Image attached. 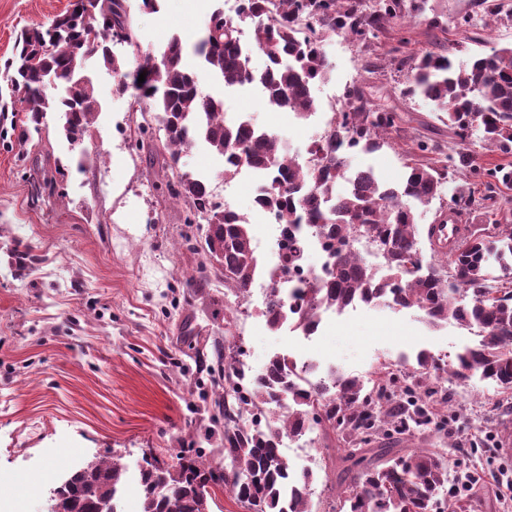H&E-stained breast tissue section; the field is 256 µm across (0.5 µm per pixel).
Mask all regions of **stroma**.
Segmentation results:
<instances>
[{
    "mask_svg": "<svg viewBox=\"0 0 512 512\" xmlns=\"http://www.w3.org/2000/svg\"><path fill=\"white\" fill-rule=\"evenodd\" d=\"M73 0H0V68L12 57L21 30L49 24ZM403 28L371 44L329 35L331 64L317 84L318 112L308 119L264 106L258 89L230 91L229 112L278 134L283 149L304 155L327 113L339 111L347 90L375 110L394 116L380 151L347 155L350 170L374 169L391 186L410 165H439L442 149L455 145L448 123L405 85L404 60L435 50L462 63L470 55L512 43V0H402ZM142 49L159 51L172 36L187 48L185 60L203 91L214 87L193 45L203 36L216 0H159L157 11L130 0ZM476 19L457 27L459 17ZM95 95L102 105L90 137L78 146L57 133L59 116L47 114L41 140L21 144L19 95L0 75V502H23L24 512H46V491L83 462L119 453L129 467L153 449L164 460L182 450L216 456L205 437L210 425L204 395L213 389L199 342L223 336L224 309L247 308L233 329L245 359L263 367L278 351L309 352L323 366L361 378L400 356L424 350L453 355L473 341L471 331L450 323L429 328L412 310L384 305L344 313L312 345L283 330L271 331L251 315L250 299L225 293L197 276L205 220L186 224L187 208L172 201L165 184L169 157L137 149L140 114L131 113L112 74L96 59ZM426 150H419V143ZM181 170L207 179L215 198L251 217L252 183L225 182L222 166L202 145L181 156ZM45 170L53 188L35 187L34 169ZM29 248L37 260L19 271L9 251ZM447 436L414 430L392 434L395 448H443L449 462L474 441L485 444L473 464L477 480L463 495L467 512H512V490L498 475L512 476V401L480 377L448 394ZM305 466L315 491L338 484L342 462L312 432Z\"/></svg>",
    "mask_w": 512,
    "mask_h": 512,
    "instance_id": "stroma-1",
    "label": "stroma"
}]
</instances>
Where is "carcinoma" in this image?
I'll use <instances>...</instances> for the list:
<instances>
[{"label": "carcinoma", "mask_w": 512, "mask_h": 512, "mask_svg": "<svg viewBox=\"0 0 512 512\" xmlns=\"http://www.w3.org/2000/svg\"><path fill=\"white\" fill-rule=\"evenodd\" d=\"M402 20L400 0H377L370 9L361 0H243L235 18L224 16L222 9L212 12L194 53L222 86L254 84L269 108L305 117L316 110L313 88L328 72L316 31L365 43ZM243 23L252 30V48L266 57L260 71L251 67V52L242 48ZM120 41L133 48L134 60L111 52V44ZM183 54L177 37L157 54L142 51L129 0H97L91 12L75 6L51 28L22 30L15 57L5 65L8 81L24 92L21 103L27 107L18 140L27 143L32 134H41L49 112L63 113L60 132L69 144L90 134L98 100L80 68L87 57L97 58L112 70L116 90L135 91L139 111L149 113L164 131L161 147L177 169L166 184L168 196L205 218L202 250L220 261L216 272L235 296L247 294L258 268L252 222L230 207L214 205L203 178L178 170L182 153L195 144L206 143L222 158L226 181L242 167L260 170L268 184L257 200L259 208L279 224H307L326 238L323 278L292 290L273 282L266 305L270 330L288 322L304 332L322 310L342 311L355 301L414 309L432 327L454 322L476 330L478 343L457 352L448 363L449 376L464 380L477 371L511 389L512 225L473 232L450 249L434 243L425 259L417 207L441 198L444 169L414 164L398 189L380 183L369 169L348 172L346 150L374 152L386 145L392 114L367 107L357 91H349L341 111L333 114V131L313 142L311 160L302 165L284 154L275 133L250 120L224 117L222 94L200 90L196 74L183 65ZM142 72L146 77L140 83ZM406 84L410 94L447 116L455 136L476 128L481 149L512 153V44L458 65L426 51L408 63ZM448 161L459 171L512 186V162L484 168L470 150L456 151ZM451 200L456 214L475 203L464 185ZM367 234L380 254L379 265L355 246ZM212 353L224 380V396L214 402L224 418L222 470L233 481L234 501L248 512H312L313 472L291 473L276 442L285 432L299 436L314 429L347 442L345 459L351 462L345 490L328 502V512H447L445 453L415 448L389 456L384 451L379 464L365 467L371 452L367 445L386 440L383 426L407 413L391 388L401 382L403 393H413L409 383L437 376L443 370L441 358L421 352L414 370L405 373L399 366H383L371 387L364 379L334 372L303 394L293 384L300 365L286 355L271 356L246 386L243 349L217 340ZM273 402L283 413L264 427L250 428L244 416ZM441 410L439 403L425 400L422 429L443 422ZM177 460L173 465L151 449L143 452L142 512H209V481L218 462L182 455ZM126 473L121 454L93 457L67 478L51 501L53 512H97L101 502L115 500Z\"/></svg>", "instance_id": "1"}]
</instances>
